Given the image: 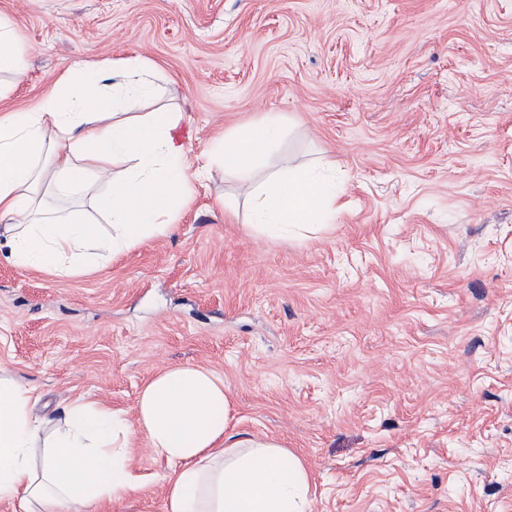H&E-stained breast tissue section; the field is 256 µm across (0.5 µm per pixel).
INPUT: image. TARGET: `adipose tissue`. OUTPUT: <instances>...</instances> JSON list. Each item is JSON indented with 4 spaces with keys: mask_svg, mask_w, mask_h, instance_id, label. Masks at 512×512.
Here are the masks:
<instances>
[{
    "mask_svg": "<svg viewBox=\"0 0 512 512\" xmlns=\"http://www.w3.org/2000/svg\"><path fill=\"white\" fill-rule=\"evenodd\" d=\"M142 57L77 61L27 109L0 113V221L10 260L55 277L86 274L170 232L204 176L174 132L182 113L141 111L153 89ZM280 124L262 118L214 140L210 152L239 177L250 232L298 239L325 226L336 196L325 176L281 160L261 181ZM111 233L100 235L91 214ZM30 390L0 375V501L18 512H100L129 494L131 443L178 468L167 512H309L303 462L279 442L227 435L232 402L223 378L200 365L169 367L141 389L136 417L80 399L59 417L32 410Z\"/></svg>",
    "mask_w": 512,
    "mask_h": 512,
    "instance_id": "ef3b65f1",
    "label": "adipose tissue"
}]
</instances>
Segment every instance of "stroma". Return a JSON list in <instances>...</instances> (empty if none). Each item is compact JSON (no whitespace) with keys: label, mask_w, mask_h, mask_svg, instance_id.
I'll list each match as a JSON object with an SVG mask.
<instances>
[{"label":"stroma","mask_w":512,"mask_h":512,"mask_svg":"<svg viewBox=\"0 0 512 512\" xmlns=\"http://www.w3.org/2000/svg\"><path fill=\"white\" fill-rule=\"evenodd\" d=\"M27 62L2 108L65 64L142 56L158 105L210 140L277 118L336 172L331 225L248 233L213 170L171 233L57 278L0 254V372L35 410L134 420L160 370L223 375L230 434L300 457L312 512H512V0H0ZM112 512H166L142 441Z\"/></svg>","instance_id":"35a3bbf8"}]
</instances>
